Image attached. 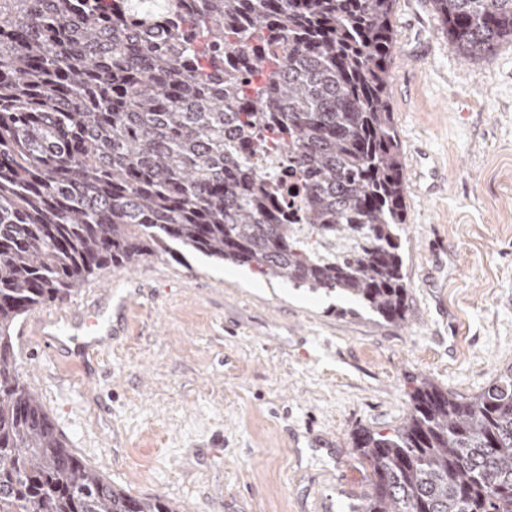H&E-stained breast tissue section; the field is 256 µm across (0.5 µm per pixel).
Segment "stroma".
Instances as JSON below:
<instances>
[{"mask_svg":"<svg viewBox=\"0 0 512 512\" xmlns=\"http://www.w3.org/2000/svg\"><path fill=\"white\" fill-rule=\"evenodd\" d=\"M392 25L408 323L197 254L96 272L45 305L117 329L92 371L13 343L66 447L112 484L180 512H350L369 490L357 431L397 427L421 380L472 396L512 364V42L461 58L433 0H396Z\"/></svg>","mask_w":512,"mask_h":512,"instance_id":"1","label":"stroma"}]
</instances>
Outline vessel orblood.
I'll return each instance as SVG.
<instances>
[{
    "instance_id": "obj_1",
    "label": "vessel or blood",
    "mask_w": 512,
    "mask_h": 512,
    "mask_svg": "<svg viewBox=\"0 0 512 512\" xmlns=\"http://www.w3.org/2000/svg\"><path fill=\"white\" fill-rule=\"evenodd\" d=\"M28 334L30 343L41 351L61 349L84 363L109 346L114 336L107 324L83 315L41 316L32 323Z\"/></svg>"
}]
</instances>
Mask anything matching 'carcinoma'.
Masks as SVG:
<instances>
[{
  "label": "carcinoma",
  "mask_w": 512,
  "mask_h": 512,
  "mask_svg": "<svg viewBox=\"0 0 512 512\" xmlns=\"http://www.w3.org/2000/svg\"><path fill=\"white\" fill-rule=\"evenodd\" d=\"M467 60L512 0H433ZM395 0H0V512H178L65 448L15 368L20 319L178 244L406 321L401 148L386 90ZM288 152L304 205L250 164ZM352 512H512V366L480 393L424 381L361 431Z\"/></svg>",
  "instance_id": "cac0c4a2"
}]
</instances>
